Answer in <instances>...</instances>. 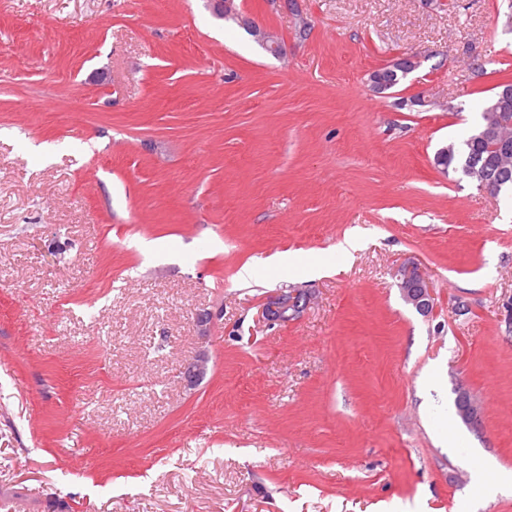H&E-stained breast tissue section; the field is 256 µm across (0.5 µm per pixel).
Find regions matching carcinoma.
Returning a JSON list of instances; mask_svg holds the SVG:
<instances>
[{
    "label": "carcinoma",
    "mask_w": 512,
    "mask_h": 512,
    "mask_svg": "<svg viewBox=\"0 0 512 512\" xmlns=\"http://www.w3.org/2000/svg\"><path fill=\"white\" fill-rule=\"evenodd\" d=\"M504 110L512 113V104L505 108L490 98L484 105L481 121L465 139L451 141L436 151L435 166L446 171L460 170L479 188L505 171L512 174V127L500 123V112ZM486 131L493 133L495 142L505 147L489 149L487 138L483 137Z\"/></svg>",
    "instance_id": "1"
}]
</instances>
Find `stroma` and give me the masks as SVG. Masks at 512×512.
Masks as SVG:
<instances>
[{"instance_id":"1","label":"stroma","mask_w":512,"mask_h":512,"mask_svg":"<svg viewBox=\"0 0 512 512\" xmlns=\"http://www.w3.org/2000/svg\"><path fill=\"white\" fill-rule=\"evenodd\" d=\"M235 3L280 52L207 0H0V512H512V195L434 164L512 0ZM398 275V288L405 301L426 313L432 307V295L423 273L418 267H406L399 270ZM301 294L289 293L270 298L264 303V311L268 316L280 321H288L296 317L303 309Z\"/></svg>"}]
</instances>
